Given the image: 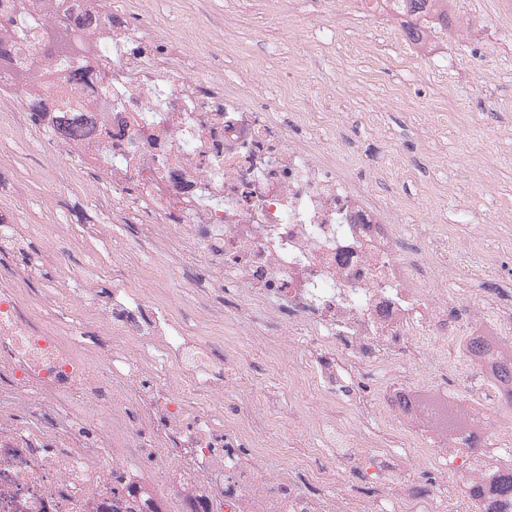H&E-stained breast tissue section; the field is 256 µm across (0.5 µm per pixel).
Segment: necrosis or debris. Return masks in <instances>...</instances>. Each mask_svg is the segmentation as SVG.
Masks as SVG:
<instances>
[{
	"mask_svg": "<svg viewBox=\"0 0 512 512\" xmlns=\"http://www.w3.org/2000/svg\"><path fill=\"white\" fill-rule=\"evenodd\" d=\"M139 6L0 0V155L41 156L27 179L44 210L0 211V512H111L116 496L125 512L163 496L179 512H512L496 486L469 495L512 457V308L489 323L448 290L453 254L512 270V209L468 242H424L337 169L323 116L216 89L203 58L228 39L159 32ZM63 185L152 231L153 255L114 248L106 291L73 288L71 251H99L53 210ZM34 240L56 282L42 292ZM218 288L240 298L221 320L201 303ZM277 326L256 395L250 340ZM353 473L374 496L340 485Z\"/></svg>",
	"mask_w": 512,
	"mask_h": 512,
	"instance_id": "1",
	"label": "necrosis or debris"
}]
</instances>
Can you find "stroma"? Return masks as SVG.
<instances>
[{
	"label": "stroma",
	"mask_w": 512,
	"mask_h": 512,
	"mask_svg": "<svg viewBox=\"0 0 512 512\" xmlns=\"http://www.w3.org/2000/svg\"><path fill=\"white\" fill-rule=\"evenodd\" d=\"M159 25L199 19L207 37L232 31L235 48L209 57L206 69L264 108L277 97L283 72L301 110L332 112L327 129L336 151L351 159L352 181L369 193L411 201L404 223L424 238L441 227L463 238L491 224L512 202V170L487 180L490 158L512 148L500 136L512 129V16L497 0H455L468 15L465 36H449L429 54L403 52L405 31L389 34L377 16L356 13L353 0H295L293 24L276 17L272 0H152ZM334 30V48L321 43ZM441 122L429 124L428 114ZM458 277L468 300L487 318L512 306V276L478 264Z\"/></svg>",
	"instance_id": "obj_1"
}]
</instances>
